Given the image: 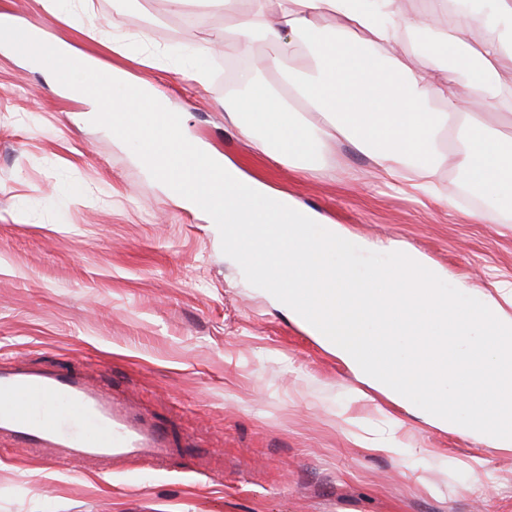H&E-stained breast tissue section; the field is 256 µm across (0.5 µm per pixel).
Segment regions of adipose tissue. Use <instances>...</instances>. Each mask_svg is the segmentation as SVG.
<instances>
[{
    "label": "adipose tissue",
    "mask_w": 512,
    "mask_h": 512,
    "mask_svg": "<svg viewBox=\"0 0 512 512\" xmlns=\"http://www.w3.org/2000/svg\"><path fill=\"white\" fill-rule=\"evenodd\" d=\"M206 2L233 19L224 32V112L245 139L302 173L330 162L331 145L343 139L389 186L418 171L416 188L433 201L449 160L485 201L466 211L472 223H497L512 205V142L485 119L491 106L512 119V86L499 73L512 61V0H489L488 11L466 14L456 0H429L421 13L408 12L405 0ZM442 16L447 22L430 42L413 45V59L389 56L394 42ZM467 27L484 37L469 40ZM295 42L305 65L287 52ZM262 43L277 51L258 63L253 54ZM461 73L467 83L458 81Z\"/></svg>",
    "instance_id": "ef3b65f1"
}]
</instances>
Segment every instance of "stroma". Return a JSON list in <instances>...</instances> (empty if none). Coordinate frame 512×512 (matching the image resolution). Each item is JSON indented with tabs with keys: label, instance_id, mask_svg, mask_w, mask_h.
Listing matches in <instances>:
<instances>
[{
	"label": "stroma",
	"instance_id": "obj_1",
	"mask_svg": "<svg viewBox=\"0 0 512 512\" xmlns=\"http://www.w3.org/2000/svg\"><path fill=\"white\" fill-rule=\"evenodd\" d=\"M84 23L41 0H0L39 26L149 82L190 134L246 174L370 242H400L481 290L512 279V219L473 224L382 184L341 143L306 178L224 123L223 12L164 0H79ZM93 28L99 40L85 30ZM123 38L115 53L108 38ZM209 51L200 85L147 52ZM84 102L50 89L0 45V360L88 366L168 432L166 464L48 466L0 450V512H512V453L407 415L368 390L303 326L275 310L227 257L212 225L171 202L131 149L81 122ZM355 416V424L343 415ZM404 419L401 455L367 450ZM481 458L486 487L467 467Z\"/></svg>",
	"mask_w": 512,
	"mask_h": 512
}]
</instances>
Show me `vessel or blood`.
Segmentation results:
<instances>
[{
	"instance_id": "obj_1",
	"label": "vessel or blood",
	"mask_w": 512,
	"mask_h": 512,
	"mask_svg": "<svg viewBox=\"0 0 512 512\" xmlns=\"http://www.w3.org/2000/svg\"><path fill=\"white\" fill-rule=\"evenodd\" d=\"M3 438L44 463L91 462L103 473L130 458L162 464L174 453L158 423L94 384L86 369L48 371L22 354L0 366Z\"/></svg>"
}]
</instances>
